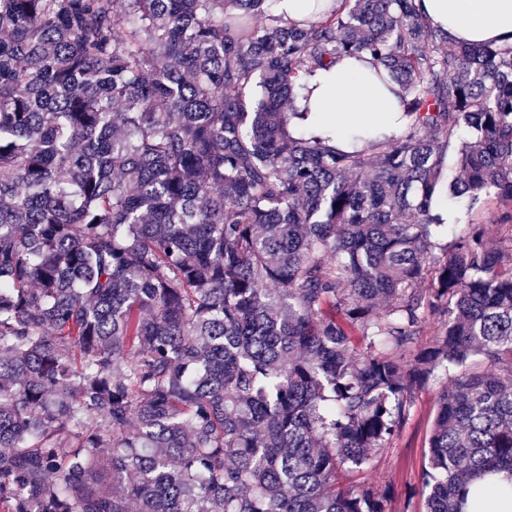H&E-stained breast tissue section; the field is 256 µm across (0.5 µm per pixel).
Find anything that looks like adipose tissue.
Masks as SVG:
<instances>
[{
	"mask_svg": "<svg viewBox=\"0 0 512 512\" xmlns=\"http://www.w3.org/2000/svg\"><path fill=\"white\" fill-rule=\"evenodd\" d=\"M427 24L462 43L512 45V0H421ZM309 100L298 108L335 120L337 148H349L353 135L363 129L399 131L403 125L401 89L380 80L369 58H340L313 78Z\"/></svg>",
	"mask_w": 512,
	"mask_h": 512,
	"instance_id": "adipose-tissue-1",
	"label": "adipose tissue"
}]
</instances>
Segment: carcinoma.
<instances>
[{
    "label": "carcinoma",
    "mask_w": 512,
    "mask_h": 512,
    "mask_svg": "<svg viewBox=\"0 0 512 512\" xmlns=\"http://www.w3.org/2000/svg\"><path fill=\"white\" fill-rule=\"evenodd\" d=\"M269 2L0 0V512H389L336 473L436 380L426 512L512 475V46ZM364 55L403 129L297 133ZM275 9L285 13L292 21H313L322 15L334 4L336 7L340 0H276ZM501 208L494 202H487L471 209L465 199L448 200V209L443 210L445 223H448V211L454 213V223L448 224V242L453 238L464 234L468 230V224H484L490 235H498L496 219Z\"/></svg>",
    "instance_id": "obj_1"
}]
</instances>
